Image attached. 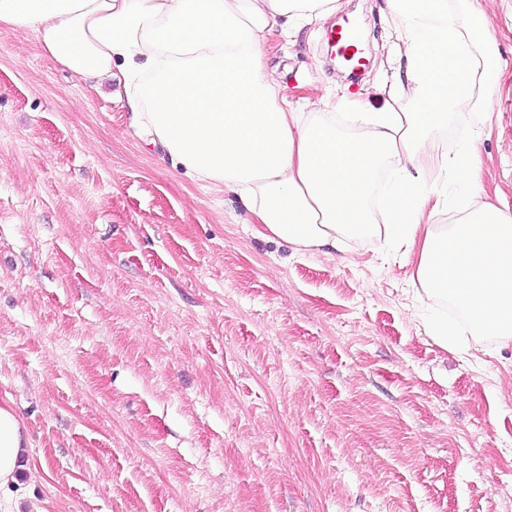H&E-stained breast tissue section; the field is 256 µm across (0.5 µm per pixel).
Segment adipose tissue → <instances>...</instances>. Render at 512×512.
I'll return each mask as SVG.
<instances>
[{"mask_svg": "<svg viewBox=\"0 0 512 512\" xmlns=\"http://www.w3.org/2000/svg\"><path fill=\"white\" fill-rule=\"evenodd\" d=\"M386 3L405 78L375 112L346 97L341 114L322 98L292 105L266 64L275 29L323 20L336 0H0V29L33 31L72 73L117 81L148 147L236 195L292 253L341 254L376 232L394 244L422 238L417 284L468 320L431 313L425 330L440 344L512 338V213L483 199L478 133L451 154L436 140L457 114L493 119L488 11L481 0ZM27 452L23 425L1 405L0 491L18 483Z\"/></svg>", "mask_w": 512, "mask_h": 512, "instance_id": "1", "label": "adipose tissue"}]
</instances>
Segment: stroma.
Masks as SVG:
<instances>
[{
	"label": "stroma",
	"mask_w": 512,
	"mask_h": 512,
	"mask_svg": "<svg viewBox=\"0 0 512 512\" xmlns=\"http://www.w3.org/2000/svg\"><path fill=\"white\" fill-rule=\"evenodd\" d=\"M369 34L350 82L327 22L265 48L288 98L330 104L400 74L385 0H341ZM508 66L462 129L485 201L512 209ZM101 76L0 32V401L29 437L12 512H512V340L427 336L421 243L291 255L233 195L160 160Z\"/></svg>",
	"instance_id": "stroma-1"
}]
</instances>
